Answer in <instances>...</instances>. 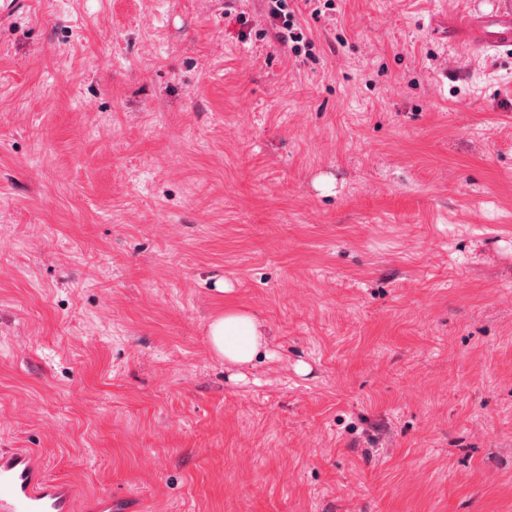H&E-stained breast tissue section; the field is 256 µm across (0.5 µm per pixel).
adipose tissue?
<instances>
[{"label":"adipose tissue","mask_w":512,"mask_h":512,"mask_svg":"<svg viewBox=\"0 0 512 512\" xmlns=\"http://www.w3.org/2000/svg\"><path fill=\"white\" fill-rule=\"evenodd\" d=\"M270 329L259 315L234 309L213 318L207 342L211 353L231 366L245 367L268 357Z\"/></svg>","instance_id":"1"}]
</instances>
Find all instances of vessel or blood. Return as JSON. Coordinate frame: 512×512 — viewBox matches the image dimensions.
<instances>
[{"mask_svg": "<svg viewBox=\"0 0 512 512\" xmlns=\"http://www.w3.org/2000/svg\"><path fill=\"white\" fill-rule=\"evenodd\" d=\"M471 45L482 52L512 48V11L472 22ZM0 512H74V496L45 478L36 457L21 448L0 451Z\"/></svg>", "mask_w": 512, "mask_h": 512, "instance_id": "1", "label": "vessel or blood"}]
</instances>
